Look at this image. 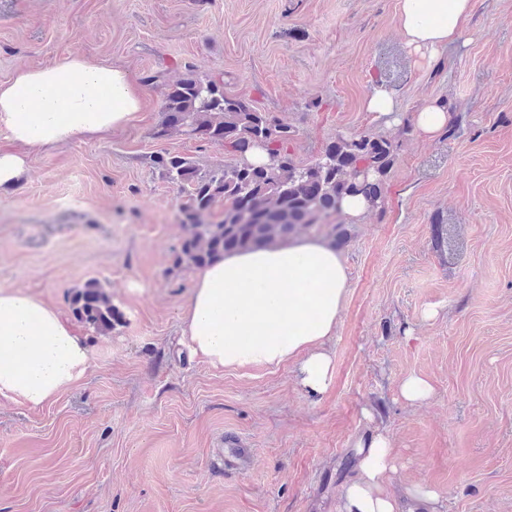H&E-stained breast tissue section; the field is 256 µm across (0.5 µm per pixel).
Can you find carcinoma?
I'll use <instances>...</instances> for the list:
<instances>
[{"label":"carcinoma","mask_w":512,"mask_h":512,"mask_svg":"<svg viewBox=\"0 0 512 512\" xmlns=\"http://www.w3.org/2000/svg\"><path fill=\"white\" fill-rule=\"evenodd\" d=\"M180 132L221 144L240 156L231 166L203 171L191 159L170 152L149 156L151 166L188 196L181 208L185 227L175 266L201 268L231 252L285 242L301 227L318 229L341 214V201L361 195L371 207L384 204L383 181L394 164L397 145L372 133L339 135L310 165L288 151L290 128L276 116L224 91V80L193 73L167 87L154 138ZM266 163L246 159L258 143ZM224 205L221 215L214 208ZM75 320L102 334L118 322L112 297L89 279L70 298Z\"/></svg>","instance_id":"cac0c4a2"}]
</instances>
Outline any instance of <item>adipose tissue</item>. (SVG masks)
I'll return each mask as SVG.
<instances>
[{"label":"adipose tissue","mask_w":512,"mask_h":512,"mask_svg":"<svg viewBox=\"0 0 512 512\" xmlns=\"http://www.w3.org/2000/svg\"><path fill=\"white\" fill-rule=\"evenodd\" d=\"M397 6L407 44L430 61L461 39L471 0H398ZM142 94L125 69L80 55L18 69L0 83V135L9 143L0 149V186L16 182L26 167L13 145L31 152L105 137L134 119ZM346 282L341 253L314 237L226 254L194 275L186 342L216 368L297 361L300 386L323 394L333 380L324 344L336 332ZM91 362L85 339L61 311L24 289L0 286V399L42 407L74 387ZM399 467L388 437L359 440L343 512H436L432 491L411 492L407 506L382 493Z\"/></svg>","instance_id":"obj_1"}]
</instances>
